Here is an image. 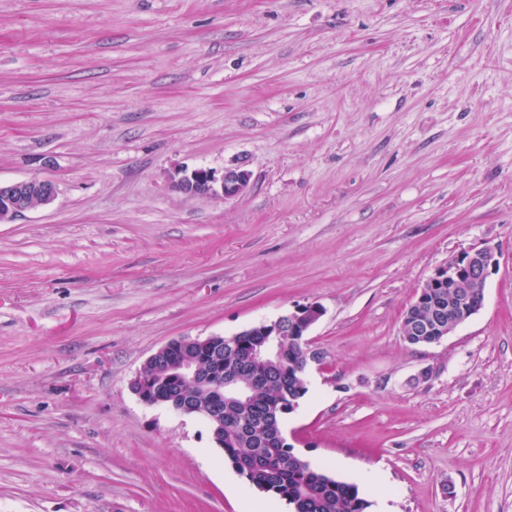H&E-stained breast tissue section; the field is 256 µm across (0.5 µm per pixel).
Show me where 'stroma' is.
I'll list each match as a JSON object with an SVG mask.
<instances>
[{"label": "stroma", "instance_id": "35a3bbf8", "mask_svg": "<svg viewBox=\"0 0 512 512\" xmlns=\"http://www.w3.org/2000/svg\"><path fill=\"white\" fill-rule=\"evenodd\" d=\"M239 167L227 199L178 169ZM0 512H291L128 383L180 338L323 310L286 416L372 512H512V0H0ZM501 253L429 346L434 270ZM250 179V172L238 167L224 169L220 174L200 167L177 170L170 177V187L189 197L208 198L222 194L224 198H234L248 190ZM56 194V184L49 179L0 183V223H10L28 211L51 203ZM499 260V250L485 245L463 251L435 269L422 289L429 305L424 303L419 306L414 304V300L403 316V330L411 335H416L404 336L406 342L411 345L433 343L435 336H450L479 312L484 305L486 281L490 274L498 268ZM433 303L444 309V317L448 320V326L435 328L429 321L421 320L417 322L416 328L413 329L414 334H412L413 320L411 317L426 310L424 315L429 318ZM443 338L436 340L435 343Z\"/></svg>", "mask_w": 512, "mask_h": 512}]
</instances>
